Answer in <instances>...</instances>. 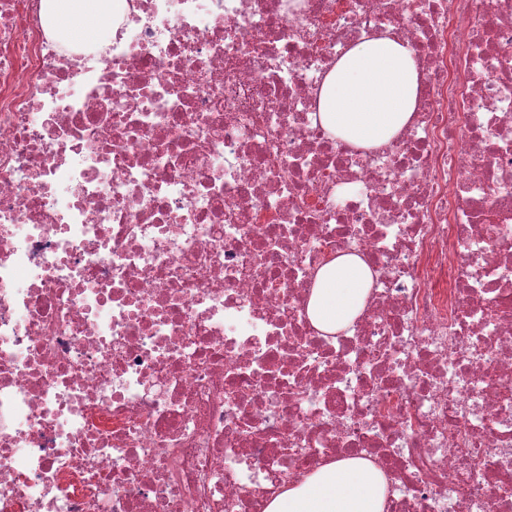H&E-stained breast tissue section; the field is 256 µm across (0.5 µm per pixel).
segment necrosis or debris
<instances>
[{
  "mask_svg": "<svg viewBox=\"0 0 512 512\" xmlns=\"http://www.w3.org/2000/svg\"><path fill=\"white\" fill-rule=\"evenodd\" d=\"M0 0V512H265L370 459L386 512H512V0ZM423 75L373 148L354 45ZM371 273L343 330L315 277ZM45 21L54 35L79 40L87 28L112 24V0H42ZM421 73L412 50L378 36L352 47L327 76L319 96L321 121L343 140L376 147L410 120ZM369 271L354 255L340 256L317 274L309 314L313 324L327 333L344 328L363 308Z\"/></svg>",
  "mask_w": 512,
  "mask_h": 512,
  "instance_id": "1",
  "label": "necrosis or debris"
}]
</instances>
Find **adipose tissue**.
I'll return each instance as SVG.
<instances>
[{
  "label": "adipose tissue",
  "mask_w": 512,
  "mask_h": 512,
  "mask_svg": "<svg viewBox=\"0 0 512 512\" xmlns=\"http://www.w3.org/2000/svg\"><path fill=\"white\" fill-rule=\"evenodd\" d=\"M51 31L79 40L86 29L112 24V0H42ZM421 73L412 50L378 36L352 47L327 76L319 96L321 121L343 140L376 147L410 120ZM369 271L354 255L340 256L317 274L309 314L327 333L344 328L363 308ZM385 479L363 458L331 462L283 490L265 512H385Z\"/></svg>",
  "instance_id": "ef3b65f1"
}]
</instances>
